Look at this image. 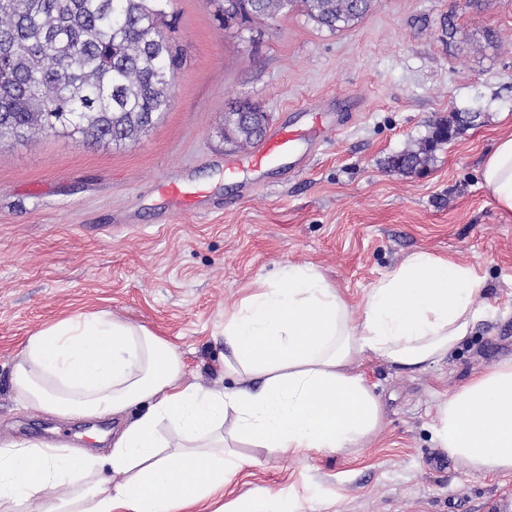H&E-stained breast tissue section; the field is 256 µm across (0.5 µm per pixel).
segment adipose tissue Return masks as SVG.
<instances>
[{
  "label": "adipose tissue",
  "mask_w": 512,
  "mask_h": 512,
  "mask_svg": "<svg viewBox=\"0 0 512 512\" xmlns=\"http://www.w3.org/2000/svg\"><path fill=\"white\" fill-rule=\"evenodd\" d=\"M479 177L512 215V134ZM483 292L470 265L427 251L356 305L316 265L285 266L224 318L232 389L186 383L176 346L144 326L105 310L70 314L27 339L11 374L18 396L65 419L147 410L104 455L1 444L0 512H194L248 465L234 444L283 457L363 447L383 417L356 360L408 374L442 362L467 338ZM434 437L468 472L512 476V358L440 399Z\"/></svg>",
  "instance_id": "ef3b65f1"
}]
</instances>
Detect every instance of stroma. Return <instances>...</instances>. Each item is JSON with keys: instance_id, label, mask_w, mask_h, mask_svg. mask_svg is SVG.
Returning <instances> with one entry per match:
<instances>
[{"instance_id": "35a3bbf8", "label": "stroma", "mask_w": 512, "mask_h": 512, "mask_svg": "<svg viewBox=\"0 0 512 512\" xmlns=\"http://www.w3.org/2000/svg\"><path fill=\"white\" fill-rule=\"evenodd\" d=\"M171 35L184 60L168 112L120 146L64 136L0 144V440H38L108 453L101 434L124 419L63 420L21 402L13 366L29 336L63 316L106 310L165 336L184 379L234 388L224 374V317L257 281L313 263L351 303L411 253L452 254L485 280L483 310L448 358L410 375L370 358L354 367L380 401L365 447L256 458L224 490L282 495L298 512H512V477L467 472L433 435L439 399L512 358V217L481 186L495 141L512 134V0H373L355 25L329 31L293 11L247 31L224 28L216 0H173ZM348 95L363 100L305 170L225 207L224 114L237 100L270 123ZM451 136L426 169L389 159ZM207 187V211H177L163 182Z\"/></svg>"}]
</instances>
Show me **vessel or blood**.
Listing matches in <instances>:
<instances>
[{"label":"vessel or blood","mask_w":512,"mask_h":512,"mask_svg":"<svg viewBox=\"0 0 512 512\" xmlns=\"http://www.w3.org/2000/svg\"><path fill=\"white\" fill-rule=\"evenodd\" d=\"M360 108L357 100L347 104L319 100L295 110L287 124L271 127L247 155L228 160L224 172L233 177L240 166H247L253 174L248 187L257 190L264 187L270 166L278 158H287L288 171H302L316 148L337 136ZM162 191L173 208L185 211L197 210L210 197L207 188L185 181L167 182Z\"/></svg>","instance_id":"b4317fda"}]
</instances>
